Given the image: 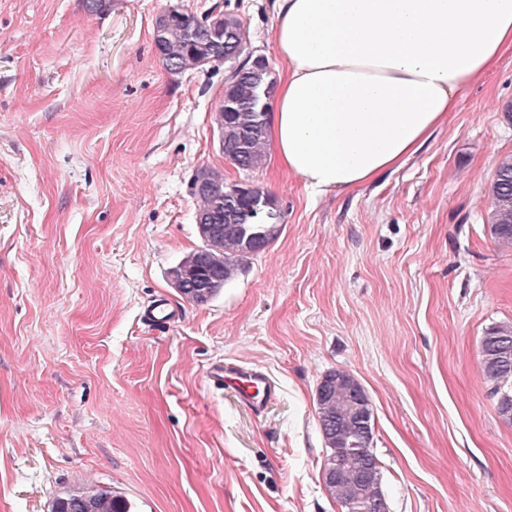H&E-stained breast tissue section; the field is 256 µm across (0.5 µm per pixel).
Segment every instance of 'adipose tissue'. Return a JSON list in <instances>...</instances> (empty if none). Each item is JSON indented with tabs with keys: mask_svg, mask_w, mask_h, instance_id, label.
Masks as SVG:
<instances>
[{
	"mask_svg": "<svg viewBox=\"0 0 512 512\" xmlns=\"http://www.w3.org/2000/svg\"><path fill=\"white\" fill-rule=\"evenodd\" d=\"M268 139L317 192L400 168L512 52V0H277Z\"/></svg>",
	"mask_w": 512,
	"mask_h": 512,
	"instance_id": "ef3b65f1",
	"label": "adipose tissue"
}]
</instances>
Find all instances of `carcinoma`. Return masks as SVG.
I'll return each instance as SVG.
<instances>
[{"instance_id": "obj_1", "label": "carcinoma", "mask_w": 512, "mask_h": 512, "mask_svg": "<svg viewBox=\"0 0 512 512\" xmlns=\"http://www.w3.org/2000/svg\"><path fill=\"white\" fill-rule=\"evenodd\" d=\"M162 62L174 73L197 69L202 60L219 64L235 63L224 84L221 111L224 112V158L243 172H254L266 163L268 116L274 79L268 61L246 58L247 31L243 22L229 14L224 34L215 37L209 25L194 15L192 19L167 28L160 37ZM212 186L224 187V198L215 200ZM488 194L491 200L492 233L498 244L512 247V154H505L495 168ZM195 220L206 224L228 225L222 237H201L202 245L177 264L198 270V276L184 282L180 295L205 305L196 283L200 277L215 276L222 284L233 280L246 264L263 252L281 233L282 215L275 198L257 185L226 184L224 174L211 167L197 170L193 180ZM481 368L484 379L493 385L499 416L512 423V324L486 330L481 343ZM330 396L316 400V412L326 455L322 466L323 484L342 512L357 497L383 495L380 486L357 487L355 471L360 466L380 472L371 444L374 416L361 426L351 419V392L358 381L348 372L336 369L324 375ZM348 460L340 480L325 477L336 459ZM51 512H129L128 503L109 486L83 485L67 491L52 503Z\"/></svg>"}]
</instances>
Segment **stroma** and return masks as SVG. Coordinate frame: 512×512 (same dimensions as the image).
<instances>
[{"mask_svg": "<svg viewBox=\"0 0 512 512\" xmlns=\"http://www.w3.org/2000/svg\"><path fill=\"white\" fill-rule=\"evenodd\" d=\"M172 2L0 0V512L91 481L130 512H340L315 410L334 369L372 403L387 512H512V424L480 362L512 323L487 194L512 153V52L399 169L314 196L225 160L224 65L174 74L155 48ZM182 3L236 14L280 78L275 0ZM203 166L264 187L284 223L199 306L170 271L201 244ZM160 293L182 307L166 333L140 319ZM217 361L266 372L264 411L209 384Z\"/></svg>", "mask_w": 512, "mask_h": 512, "instance_id": "35a3bbf8", "label": "stroma"}]
</instances>
